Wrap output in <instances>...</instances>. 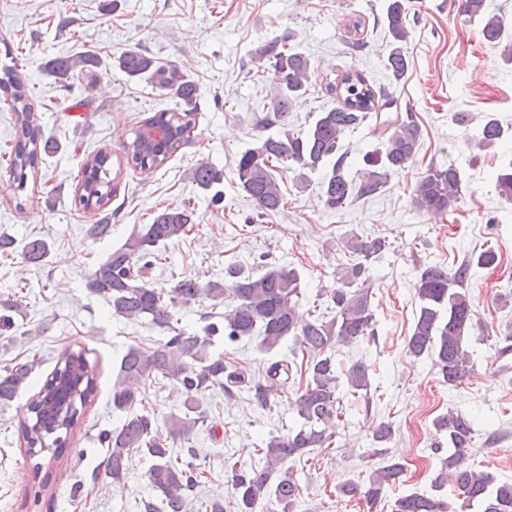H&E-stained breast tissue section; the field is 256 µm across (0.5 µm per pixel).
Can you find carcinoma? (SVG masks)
Listing matches in <instances>:
<instances>
[{
	"instance_id": "cac0c4a2",
	"label": "carcinoma",
	"mask_w": 512,
	"mask_h": 512,
	"mask_svg": "<svg viewBox=\"0 0 512 512\" xmlns=\"http://www.w3.org/2000/svg\"><path fill=\"white\" fill-rule=\"evenodd\" d=\"M485 0H464L463 11L472 17L484 15L479 34L492 47L504 46L506 59L512 62V41L508 39L505 20L496 14H485ZM404 0H390L385 24L391 37V50L385 68L398 80L408 70L405 49L408 30ZM258 56L268 61L273 71V110L267 120L276 124L289 111L292 102L307 91L311 62L301 52L286 44L270 43L259 49ZM9 62L0 65V92L10 100L16 115L15 135L8 168L14 189L26 187L28 176L38 175L43 158L60 149L54 137L42 132L28 106V91L22 83L11 53ZM104 65L93 51L49 59L46 74L66 86L85 73ZM118 69L130 78L147 77L160 91H168L184 106L180 112L159 111L146 124L167 126L161 142L145 143L142 129L134 132L132 142L125 145L127 161L142 171L162 166L189 139L191 116L197 108L198 85L175 64H162L140 49L129 50L116 59ZM336 93L338 105L317 113L304 134L285 131L265 138L261 145L243 152L235 166L238 186L256 205L260 214L276 213L284 207V195L275 175L277 165L291 163L301 170L316 171L332 162L319 188L325 205L340 210L353 198L368 197L380 192L390 177L405 169L417 156L421 143V128L415 114L407 111L382 112L380 108L393 103L383 90L375 89L360 73L345 72L329 85ZM375 119L374 134L378 146L362 157L356 175H349L347 153L342 141L370 120ZM504 129L499 121L487 116L481 137L475 147L483 150L503 139ZM111 154L100 151L86 159L78 172L80 203L89 208H103L112 198V179L108 163ZM223 171L207 162L191 170L190 182L208 191L223 180ZM463 181L453 165H430L414 185L412 195L417 208L444 212L460 198ZM495 188L500 199L512 203V162L496 174ZM196 210L190 205L166 208L156 213L152 223L134 230L124 244L114 250L93 272L86 283L89 293L102 297L112 315L128 321L142 320L166 334L159 347L143 348L130 344L122 355L118 377L112 387V411L122 415L119 426L104 430L99 440L106 445L104 461L106 477L122 482L129 473L131 458L138 453L150 459L148 480L155 495L140 500V512H188L191 496L200 484L201 473L174 457L169 440L189 442L197 426L203 424L202 410L206 393L220 385L228 396L236 389H247L261 406L270 405L271 398L296 383L293 360L271 363L261 382L224 360V355L211 351V336L218 329L214 323L203 334L189 333L178 327L175 310L200 297L217 303L230 298L224 307V334L230 341L257 335L268 351L286 338H292V356H306V382L295 391L297 415L302 419L299 428L286 435H271L261 442L258 452L263 465L250 470L231 469L235 490L236 512H293L300 495V486L287 464L301 459L316 448L332 444L329 429L343 413L344 397L356 398L371 386L373 370L362 359L340 367L335 358L339 347L374 335V311L370 302L369 270L390 243L381 236L351 235L345 247L352 262L340 277L342 286L330 293V314L312 319L303 318L298 305L303 296V281L292 265L266 264L263 272L245 273L230 264L224 278L205 283L194 277L177 281L167 295H162L144 282V268L158 248L181 238L196 223ZM112 214L100 223L92 224L87 235L102 239L111 234ZM21 251L24 259L43 266L50 255L48 240L34 237L22 248L8 234H0V254ZM498 254L489 247L481 251L476 263L463 262L454 269L439 264L420 268L416 295L419 312L406 352L418 359L430 357L444 383L459 385L473 367L469 342L474 330L473 298L468 291L471 267L498 266ZM20 303L5 300L0 303V330L14 327L12 313ZM39 365L34 359L17 362L0 372V406L9 405L30 385L33 370ZM175 382L183 396L182 409L158 424L148 412H138L146 384L158 377ZM96 394L95 370L85 358L84 351H69L57 361L29 403L32 418L22 423V435L28 453L50 451L56 457L62 453L64 441L57 436L60 430H70L76 420L77 406H85ZM434 425L448 434V456L428 492H411L395 498L392 512H470L479 506L481 512H512V481L500 480L488 471H477L466 465L474 435V423L465 414L449 412L435 419ZM392 438V426L382 422L373 432L377 454H386L382 445ZM403 473L400 462L389 460L362 485L347 480L338 486L344 497L359 498L369 505L381 500ZM452 486L455 497L444 494Z\"/></svg>"
}]
</instances>
